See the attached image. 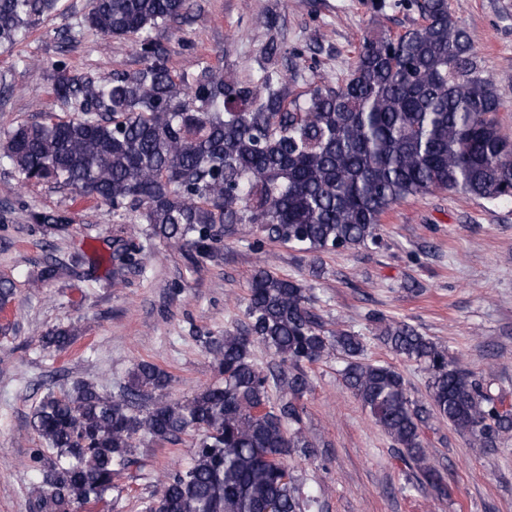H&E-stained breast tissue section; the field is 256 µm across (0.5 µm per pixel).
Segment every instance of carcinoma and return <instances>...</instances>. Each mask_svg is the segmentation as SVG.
Here are the masks:
<instances>
[{
	"instance_id": "cac0c4a2",
	"label": "carcinoma",
	"mask_w": 512,
	"mask_h": 512,
	"mask_svg": "<svg viewBox=\"0 0 512 512\" xmlns=\"http://www.w3.org/2000/svg\"><path fill=\"white\" fill-rule=\"evenodd\" d=\"M59 0H0V49L9 50L58 9ZM414 10L421 22L392 36L376 27L350 74L336 82L305 79L298 59L276 39L261 48L256 79L205 67L175 77L155 33L185 18L190 0H90L79 22L105 36L133 40L145 65L109 80L61 61L54 99L76 113L23 122L0 135V158L22 188L50 184L112 205L146 225L149 241L175 244L197 266L224 238L249 225L269 241L315 254L380 242L381 216L398 201L435 190L512 199V141L496 115L508 100L485 74L448 0H375L374 13ZM305 82L295 93L290 84ZM31 220L61 231L64 209ZM112 275L137 264L114 253ZM245 325L205 344L224 381L179 401L169 375L141 361L118 395L78 382L48 391L33 429L48 453L33 457L34 512H80L111 494L138 464L137 442L197 433L191 464L169 473L150 512H312L288 457L311 455L301 400L305 367L339 352L344 385L392 440L421 486L443 494L423 441L437 419L492 448L512 432V409L448 350L414 326L392 322L381 339L394 354L426 365L427 398L409 393L388 363L367 362L361 337L326 326L302 283L260 267L249 279ZM76 338L72 327L43 337L54 351ZM260 343L278 359L251 360Z\"/></svg>"
}]
</instances>
